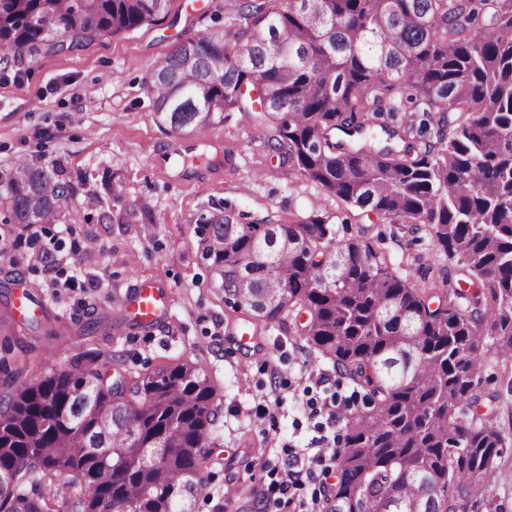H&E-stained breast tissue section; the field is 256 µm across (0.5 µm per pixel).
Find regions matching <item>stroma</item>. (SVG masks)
Here are the masks:
<instances>
[{"label": "stroma", "mask_w": 512, "mask_h": 512, "mask_svg": "<svg viewBox=\"0 0 512 512\" xmlns=\"http://www.w3.org/2000/svg\"><path fill=\"white\" fill-rule=\"evenodd\" d=\"M231 0H171L166 17L89 47L42 54L22 67L0 63V172L26 155L63 170L77 182L71 214L39 225L37 246L23 224H0L9 252L0 257V371L20 359L58 366L74 359L122 361L128 378L161 366L194 362L217 391L209 479L194 512H250L263 499L271 473L288 449L310 447L312 407L347 417L351 382L317 357L297 328L259 329L239 344L246 310L224 302L221 278L201 257L195 233L201 217L220 211L247 224H286L321 208L333 224L362 236L401 275L448 289L463 266L440 254L430 236L336 203L272 153L245 112H228L214 128L220 152H234L222 182L187 177L174 155L192 135L174 133L143 94L150 66L178 43L228 22ZM111 185L103 205L88 193ZM112 221L99 223L102 207ZM160 284L167 307L140 326L114 297L133 294L137 280ZM38 301L46 328L37 348L23 353L22 293ZM14 337H5L8 329ZM250 484L252 498L239 487Z\"/></svg>", "instance_id": "obj_1"}]
</instances>
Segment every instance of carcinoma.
<instances>
[{"instance_id":"1","label":"carcinoma","mask_w":512,"mask_h":512,"mask_svg":"<svg viewBox=\"0 0 512 512\" xmlns=\"http://www.w3.org/2000/svg\"><path fill=\"white\" fill-rule=\"evenodd\" d=\"M170 0H0V55L83 48L156 22ZM235 22L180 43L143 93L175 132L254 112L267 145L336 202L424 225L469 288L441 296L314 211L291 224L214 215L203 258L225 301L265 326L309 314L306 343L364 391L339 435L326 512H502L495 473L512 417L478 416L485 354L512 361V0H244ZM422 108L419 134L389 126ZM457 113V123L445 115ZM76 187L19 158L3 224H57ZM74 361L0 393V512H193L216 390L188 363L125 391ZM31 493L24 494L25 487Z\"/></svg>"}]
</instances>
